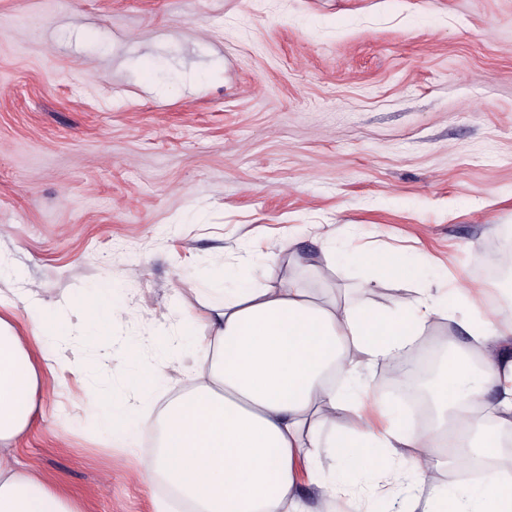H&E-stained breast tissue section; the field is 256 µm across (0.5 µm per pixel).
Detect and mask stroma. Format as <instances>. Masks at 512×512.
Returning <instances> with one entry per match:
<instances>
[{"mask_svg": "<svg viewBox=\"0 0 512 512\" xmlns=\"http://www.w3.org/2000/svg\"><path fill=\"white\" fill-rule=\"evenodd\" d=\"M396 248L512 307L484 277L512 246V0H0V301L29 335L25 289L72 310L115 281L131 310L98 363L138 397L169 340L202 352L206 282H325L388 305L368 265L318 267L319 243ZM17 468L81 512H155L153 452L101 433L83 357L58 364Z\"/></svg>", "mask_w": 512, "mask_h": 512, "instance_id": "35a3bbf8", "label": "stroma"}]
</instances>
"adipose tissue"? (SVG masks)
Here are the masks:
<instances>
[{"mask_svg":"<svg viewBox=\"0 0 512 512\" xmlns=\"http://www.w3.org/2000/svg\"><path fill=\"white\" fill-rule=\"evenodd\" d=\"M358 260L408 281V288L389 305L369 309L292 279L276 288L246 280L211 286V354L171 358L195 385L162 411L145 477L162 478L191 512H310L297 496L301 481L327 504L357 494L368 471L387 484L413 474L409 512H512V475L496 465L512 439V315L469 306L470 288H449L439 278L423 287V266L395 251H365ZM439 315L454 320L470 342L432 385L436 420L418 428L394 420L381 396L361 384L359 371L404 356ZM128 316L105 282L80 325L105 335ZM335 370L345 388H337ZM44 390L25 337L0 317V444L28 429ZM91 405L102 433L135 446L147 397H95ZM344 413L349 422L340 430L336 418ZM324 448L343 459L340 469L322 470ZM446 448L462 467L486 460L481 478L439 481ZM0 512L79 510L56 487L0 456Z\"/></svg>","mask_w":512,"mask_h":512,"instance_id":"obj_1","label":"adipose tissue"}]
</instances>
